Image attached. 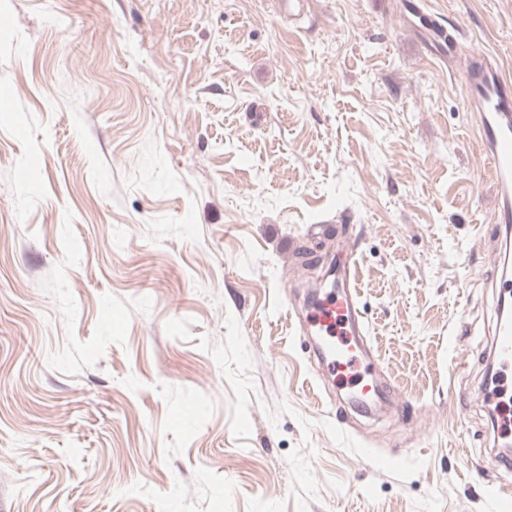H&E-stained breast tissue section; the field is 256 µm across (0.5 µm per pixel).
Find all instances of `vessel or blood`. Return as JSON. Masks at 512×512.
<instances>
[{
  "mask_svg": "<svg viewBox=\"0 0 512 512\" xmlns=\"http://www.w3.org/2000/svg\"><path fill=\"white\" fill-rule=\"evenodd\" d=\"M466 74L469 103L495 188L493 224L503 261L499 286L507 294L512 292V79L485 58L470 59ZM357 255V246H350L347 263L336 271L335 288L313 296L304 322L315 330L322 369L366 403L375 396L376 386L369 356L352 343L363 326L356 289ZM497 315L493 349L500 363L508 366L512 364V315L502 309Z\"/></svg>",
  "mask_w": 512,
  "mask_h": 512,
  "instance_id": "vessel-or-blood-1",
  "label": "vessel or blood"
}]
</instances>
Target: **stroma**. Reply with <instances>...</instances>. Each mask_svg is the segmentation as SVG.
I'll return each mask as SVG.
<instances>
[{
  "label": "stroma",
  "instance_id": "obj_1",
  "mask_svg": "<svg viewBox=\"0 0 512 512\" xmlns=\"http://www.w3.org/2000/svg\"><path fill=\"white\" fill-rule=\"evenodd\" d=\"M418 4L0 0V512H491L512 0ZM347 238L375 414L289 317ZM466 74L468 99L496 194L493 224L501 244L499 288L503 293L496 308L493 349L500 363L508 366L512 363V316L502 309V300L512 293V80L486 58L470 59Z\"/></svg>",
  "mask_w": 512,
  "mask_h": 512
}]
</instances>
